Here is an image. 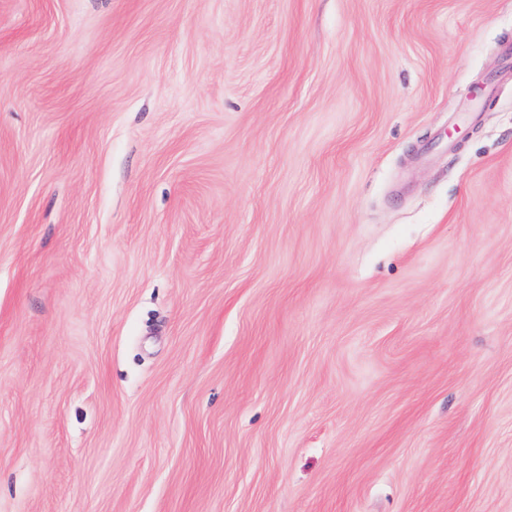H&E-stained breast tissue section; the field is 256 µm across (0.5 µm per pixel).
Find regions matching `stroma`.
<instances>
[{
  "mask_svg": "<svg viewBox=\"0 0 512 512\" xmlns=\"http://www.w3.org/2000/svg\"><path fill=\"white\" fill-rule=\"evenodd\" d=\"M0 512H512V0H0Z\"/></svg>",
  "mask_w": 512,
  "mask_h": 512,
  "instance_id": "1",
  "label": "stroma"
}]
</instances>
